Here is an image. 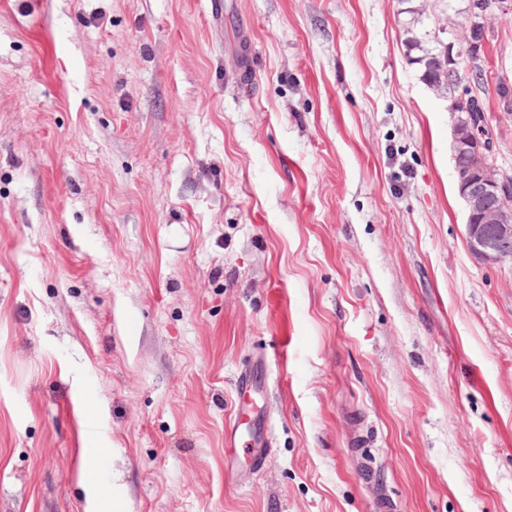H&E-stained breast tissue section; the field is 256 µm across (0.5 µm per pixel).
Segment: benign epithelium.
<instances>
[{"label":"benign epithelium","mask_w":512,"mask_h":512,"mask_svg":"<svg viewBox=\"0 0 512 512\" xmlns=\"http://www.w3.org/2000/svg\"><path fill=\"white\" fill-rule=\"evenodd\" d=\"M485 19L467 26L459 39L443 44L431 66L452 76L465 60L480 53V29ZM482 106L457 118L452 126L453 159L467 161L466 173H456L457 190L466 209V245L480 263L512 265V177L493 162V146L478 115Z\"/></svg>","instance_id":"benign-epithelium-1"}]
</instances>
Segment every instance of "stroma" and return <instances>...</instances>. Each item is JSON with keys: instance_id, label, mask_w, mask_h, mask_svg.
Here are the masks:
<instances>
[{"instance_id": "stroma-1", "label": "stroma", "mask_w": 512, "mask_h": 512, "mask_svg": "<svg viewBox=\"0 0 512 512\" xmlns=\"http://www.w3.org/2000/svg\"><path fill=\"white\" fill-rule=\"evenodd\" d=\"M402 7L0 0V512H512V267L468 252Z\"/></svg>"}]
</instances>
